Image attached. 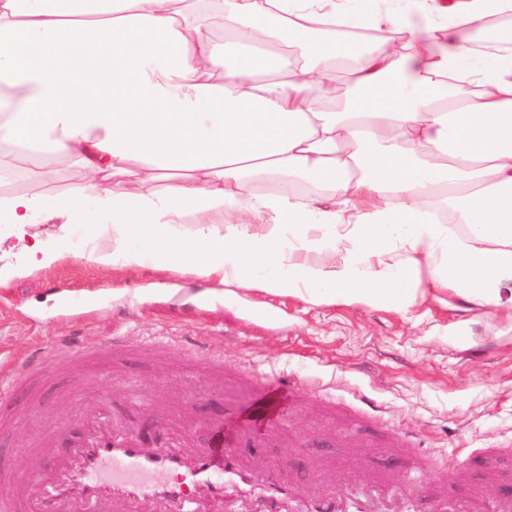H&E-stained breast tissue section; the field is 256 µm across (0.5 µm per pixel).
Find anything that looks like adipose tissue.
I'll return each instance as SVG.
<instances>
[{
	"instance_id": "1",
	"label": "adipose tissue",
	"mask_w": 512,
	"mask_h": 512,
	"mask_svg": "<svg viewBox=\"0 0 512 512\" xmlns=\"http://www.w3.org/2000/svg\"><path fill=\"white\" fill-rule=\"evenodd\" d=\"M508 12L0 0V171L23 151L82 172L68 194L0 197V287L73 258L317 305L407 315L449 292L512 310V29L490 52L462 36Z\"/></svg>"
}]
</instances>
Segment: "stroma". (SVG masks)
Masks as SVG:
<instances>
[{"label":"stroma","instance_id":"obj_1","mask_svg":"<svg viewBox=\"0 0 512 512\" xmlns=\"http://www.w3.org/2000/svg\"><path fill=\"white\" fill-rule=\"evenodd\" d=\"M26 158L0 173V196L66 193L81 179L72 160L51 157L43 177ZM106 297L105 311L61 315L64 295ZM248 307L187 272L100 271L68 258L0 288V362L36 356L52 361L60 339L106 348L126 340L125 358L106 359L52 376L38 400L23 390L11 397L16 420L0 438V471L26 473L35 436L59 417L79 425L98 403L114 418L146 423L145 401L166 417L223 418L256 396L232 377L223 385L196 373L189 354L197 337L224 347V368L246 365L304 387L289 398L279 434L255 454V480L270 463L286 470L301 491L314 483V466L329 461L336 476L387 465V452L412 440L439 453L455 471L449 496L491 492L488 478L512 481V312L429 302L413 318L363 306L313 305L284 295L247 292ZM379 419H372L371 409ZM442 468V470H443ZM442 470L418 480L422 490Z\"/></svg>","mask_w":512,"mask_h":512}]
</instances>
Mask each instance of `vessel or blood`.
Instances as JSON below:
<instances>
[{
	"label": "vessel or blood",
	"instance_id": "vessel-or-blood-1",
	"mask_svg": "<svg viewBox=\"0 0 512 512\" xmlns=\"http://www.w3.org/2000/svg\"><path fill=\"white\" fill-rule=\"evenodd\" d=\"M196 354L214 376H223V347L204 342ZM42 380L40 361L26 357L11 364L0 393ZM294 391L288 379H265L264 420L238 412L208 422L209 438L201 446L194 440L195 425L164 421L160 440L150 445L142 428L101 411L84 417L60 451L56 434L68 429L67 420H60L56 432L38 437L30 448L26 480L0 479V512H97L103 504L112 512H237L247 506L294 512L287 479L276 475L255 487L247 454L276 433L280 400ZM511 503L512 491L495 499L469 493L458 512H502ZM304 512H363V501L349 489L320 492L305 502Z\"/></svg>",
	"mask_w": 512,
	"mask_h": 512
}]
</instances>
